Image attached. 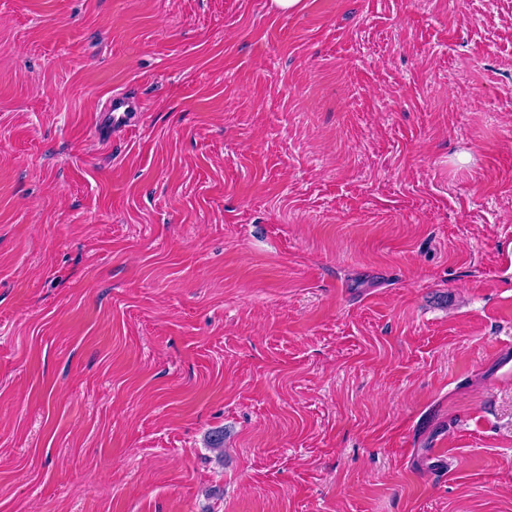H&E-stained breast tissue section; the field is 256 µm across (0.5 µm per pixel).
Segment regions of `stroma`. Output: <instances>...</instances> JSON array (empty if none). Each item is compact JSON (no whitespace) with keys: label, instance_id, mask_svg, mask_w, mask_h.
Wrapping results in <instances>:
<instances>
[{"label":"stroma","instance_id":"1","mask_svg":"<svg viewBox=\"0 0 512 512\" xmlns=\"http://www.w3.org/2000/svg\"><path fill=\"white\" fill-rule=\"evenodd\" d=\"M0 512H512V0H0ZM138 106L130 96L124 92H115L109 98L104 112L98 117V131L102 135L112 132V129L130 127L134 122V114Z\"/></svg>","mask_w":512,"mask_h":512}]
</instances>
